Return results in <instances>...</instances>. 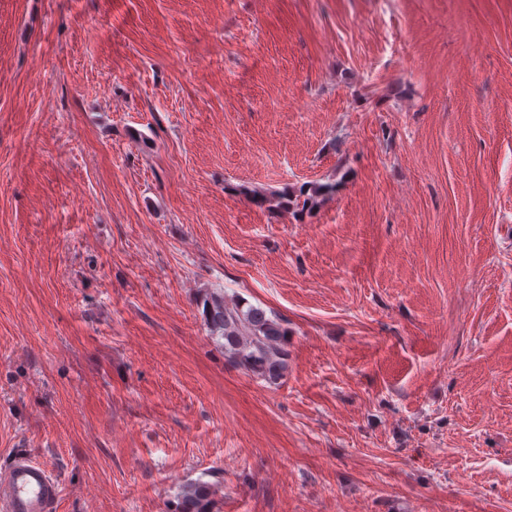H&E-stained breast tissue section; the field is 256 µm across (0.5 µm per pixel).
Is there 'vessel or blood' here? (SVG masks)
<instances>
[{
    "label": "vessel or blood",
    "instance_id": "vessel-or-blood-1",
    "mask_svg": "<svg viewBox=\"0 0 512 512\" xmlns=\"http://www.w3.org/2000/svg\"><path fill=\"white\" fill-rule=\"evenodd\" d=\"M60 493L50 472L28 455L0 469V512H49Z\"/></svg>",
    "mask_w": 512,
    "mask_h": 512
}]
</instances>
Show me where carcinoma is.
<instances>
[{"instance_id": "1", "label": "carcinoma", "mask_w": 512, "mask_h": 512, "mask_svg": "<svg viewBox=\"0 0 512 512\" xmlns=\"http://www.w3.org/2000/svg\"><path fill=\"white\" fill-rule=\"evenodd\" d=\"M335 186L312 184L299 189L306 201L333 192ZM205 321L210 334L224 340V354L234 363L260 376L270 384L277 383L286 369L284 349L288 331L275 318L256 307H230L224 297L212 295L204 300ZM212 492L204 483L183 487L180 512H212Z\"/></svg>"}]
</instances>
